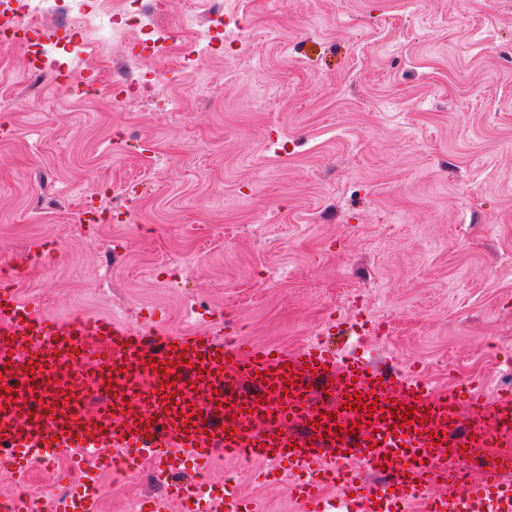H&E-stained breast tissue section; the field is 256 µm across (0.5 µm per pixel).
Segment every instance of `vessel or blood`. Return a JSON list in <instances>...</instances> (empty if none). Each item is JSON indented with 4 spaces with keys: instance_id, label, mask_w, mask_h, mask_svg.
I'll use <instances>...</instances> for the list:
<instances>
[{
    "instance_id": "obj_1",
    "label": "vessel or blood",
    "mask_w": 512,
    "mask_h": 512,
    "mask_svg": "<svg viewBox=\"0 0 512 512\" xmlns=\"http://www.w3.org/2000/svg\"><path fill=\"white\" fill-rule=\"evenodd\" d=\"M70 360L89 365L80 381L64 371ZM314 379L327 385L329 400L313 398ZM210 386L213 400L198 403L197 388ZM31 392L39 403H30ZM354 393L379 410L346 409ZM398 401L413 406L411 424L396 425ZM463 414L470 427L448 435ZM433 430L439 441L430 439ZM510 440L508 392L491 399L467 382L437 394L422 377L341 358L317 339L288 351L244 336L226 341L200 325L157 341L112 315L56 318L22 300L15 282H0V449L16 475L51 450L71 451L81 477L53 512H98V475L116 464L119 448L142 449L159 482L193 501L196 512H255L251 500L222 485L175 481L189 468L208 471L219 448L257 458L256 480L270 481V462L297 474L299 512H408L413 502L422 512H512V454L467 478L479 448ZM380 464L386 481H365L363 468ZM323 468L336 473L342 496L321 491L314 475ZM439 483L464 490L440 496Z\"/></svg>"
}]
</instances>
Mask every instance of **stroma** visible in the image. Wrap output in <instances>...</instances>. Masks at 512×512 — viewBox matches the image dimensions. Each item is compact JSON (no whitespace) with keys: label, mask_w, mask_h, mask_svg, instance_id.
Here are the masks:
<instances>
[{"label":"stroma","mask_w":512,"mask_h":512,"mask_svg":"<svg viewBox=\"0 0 512 512\" xmlns=\"http://www.w3.org/2000/svg\"><path fill=\"white\" fill-rule=\"evenodd\" d=\"M165 0L169 49L142 36L84 45L114 96L54 78L76 13L38 79L0 51V265L44 313L112 314L172 332L213 320L286 349L331 321L383 323L338 352L388 357L435 390L512 381V0H224V45L185 65V10ZM167 102L122 93L140 70ZM124 191L121 200L112 188ZM180 262L183 278L166 264ZM254 461L218 458L265 512H298ZM66 455L28 483L51 505L78 479ZM100 512L155 496L105 472Z\"/></svg>","instance_id":"1"}]
</instances>
